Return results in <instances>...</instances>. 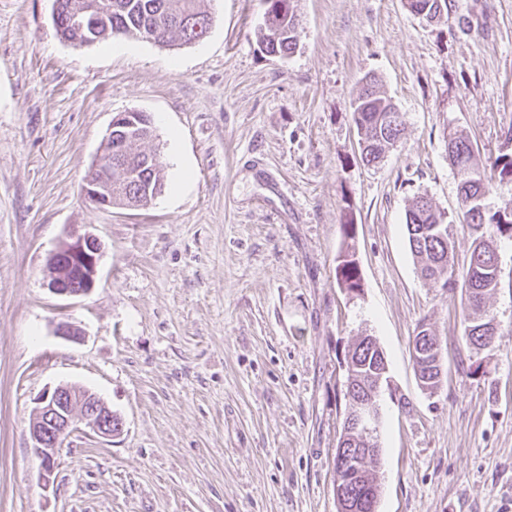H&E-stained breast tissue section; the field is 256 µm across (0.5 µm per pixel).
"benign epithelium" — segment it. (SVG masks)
Segmentation results:
<instances>
[{
    "mask_svg": "<svg viewBox=\"0 0 512 512\" xmlns=\"http://www.w3.org/2000/svg\"><path fill=\"white\" fill-rule=\"evenodd\" d=\"M112 164V157L99 153L87 175L83 191L101 207L112 206V180L103 173L104 165ZM101 243L90 232L73 227L58 249L50 256L51 274L48 287L60 296L79 297L93 290L98 275ZM413 360L417 365L441 363L437 347L423 346V337L412 343ZM346 426L349 440L358 434L366 443L364 448H350L342 456L343 464L336 474V500L339 512H358L361 503L344 499L342 489L377 472L381 464L382 449L369 440L378 415L373 406L362 398L346 394ZM82 421L97 436L112 438L123 430V420L96 394L71 385H60L43 392L37 398V407L30 425L32 450L40 459L41 480L51 483L56 459L63 440L71 433L76 421Z\"/></svg>",
    "mask_w": 512,
    "mask_h": 512,
    "instance_id": "7a95c632",
    "label": "benign epithelium"
}]
</instances>
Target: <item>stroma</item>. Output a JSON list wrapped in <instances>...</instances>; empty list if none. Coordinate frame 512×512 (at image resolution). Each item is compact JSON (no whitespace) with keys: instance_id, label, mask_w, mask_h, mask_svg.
I'll return each instance as SVG.
<instances>
[{"instance_id":"obj_1","label":"stroma","mask_w":512,"mask_h":512,"mask_svg":"<svg viewBox=\"0 0 512 512\" xmlns=\"http://www.w3.org/2000/svg\"><path fill=\"white\" fill-rule=\"evenodd\" d=\"M430 24L405 0H299L297 49L260 44L264 0H203L202 41H63L52 0H0V512H336L345 355L385 353L377 512H512V241L468 348L461 293L421 278L405 214L427 194L459 228L443 132L486 166L512 126V0H448ZM373 76L403 133L359 159L351 102ZM150 116L166 165L143 208L83 185L114 115ZM352 220L363 291L336 258ZM102 244L94 290L59 297L48 261L72 226ZM427 319L444 377L424 391L411 343ZM79 339L58 334L61 324ZM63 384L123 420L78 427L43 484L29 426Z\"/></svg>"}]
</instances>
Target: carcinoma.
I'll return each instance as SVG.
<instances>
[{"instance_id":"obj_1","label":"carcinoma","mask_w":512,"mask_h":512,"mask_svg":"<svg viewBox=\"0 0 512 512\" xmlns=\"http://www.w3.org/2000/svg\"><path fill=\"white\" fill-rule=\"evenodd\" d=\"M112 11L94 29L98 42L114 37L119 31L127 37L157 34L158 43L189 44L211 27L210 15L200 7V0H108ZM267 4L265 30L261 44L266 52L279 56L291 55L297 48L299 26L298 0H265ZM410 11L418 15L439 14L448 10V0H410ZM353 120L360 141V159L366 165L382 160L385 147L395 144L403 131L400 113L393 103L380 94L375 82H370L352 101ZM137 128L119 127L112 132V156L120 155L136 162L131 169L112 162V185L117 192L112 204L129 206L143 202L137 193L148 186L165 185V166L157 150L145 149L152 140L153 129L146 116L136 121ZM446 152L452 168L463 171L458 181L459 220L473 238L469 255L462 267L449 264L454 251L453 225L443 222L442 216L419 194L411 200L406 211V230L410 253L421 277L431 280L443 289L455 290L462 281L465 288L461 299L464 337L468 347H485L481 338L496 335L493 320L486 318V298L501 284L496 273V260L502 240H512V208L490 209L485 203L492 176L512 181V153L496 157L491 165L493 175L479 165L471 141L457 132L445 136ZM352 222L345 221L343 232L348 240L340 252L342 259L336 265V283L348 288L360 287V276L355 259L354 240L350 232ZM377 350L357 340L348 350L347 368L358 381V392L367 397L372 392Z\"/></svg>"}]
</instances>
